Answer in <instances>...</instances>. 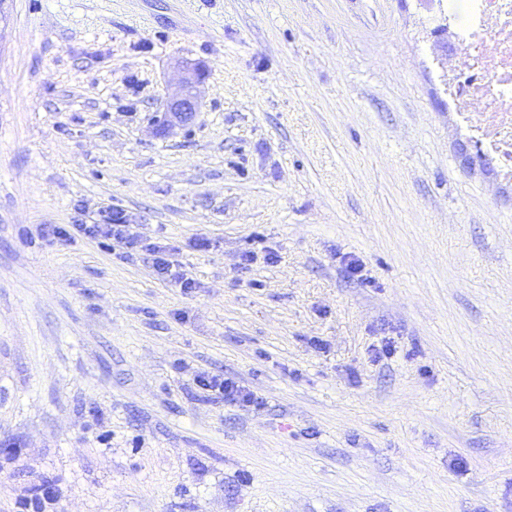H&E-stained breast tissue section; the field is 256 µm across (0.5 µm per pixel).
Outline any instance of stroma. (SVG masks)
<instances>
[{
    "label": "stroma",
    "instance_id": "stroma-1",
    "mask_svg": "<svg viewBox=\"0 0 512 512\" xmlns=\"http://www.w3.org/2000/svg\"><path fill=\"white\" fill-rule=\"evenodd\" d=\"M465 4L0 5V512L46 481L47 512H512V183L448 102ZM107 205L195 288L39 233ZM188 71L189 76L185 78L181 94L166 102L162 113L164 129L174 125L181 127L189 125L200 110L201 101L195 88L203 80L204 73L195 68H188ZM197 384L206 391L215 392V395L224 399V404L227 405L236 406L258 403L251 392H245L230 379H224L218 376H199L197 378Z\"/></svg>",
    "mask_w": 512,
    "mask_h": 512
}]
</instances>
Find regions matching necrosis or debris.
I'll use <instances>...</instances> for the list:
<instances>
[{
	"label": "necrosis or debris",
	"instance_id": "4bbe7bcc",
	"mask_svg": "<svg viewBox=\"0 0 512 512\" xmlns=\"http://www.w3.org/2000/svg\"><path fill=\"white\" fill-rule=\"evenodd\" d=\"M471 42L476 53L461 58ZM445 45L448 95L466 132L493 169L512 178V0H469L464 21L449 23Z\"/></svg>",
	"mask_w": 512,
	"mask_h": 512
}]
</instances>
